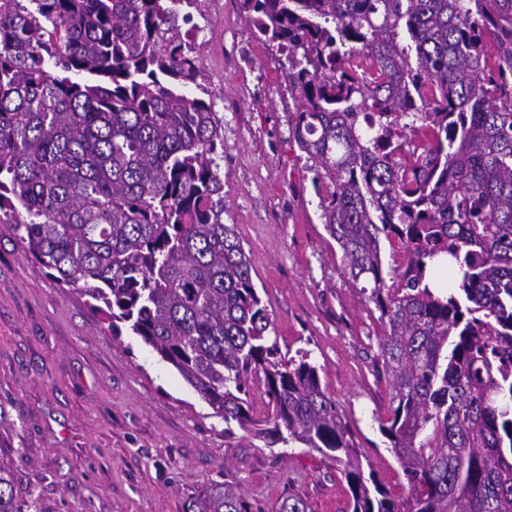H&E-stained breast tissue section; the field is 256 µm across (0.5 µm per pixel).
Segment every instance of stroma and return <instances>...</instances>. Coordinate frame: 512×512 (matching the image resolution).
Returning <instances> with one entry per match:
<instances>
[{
  "mask_svg": "<svg viewBox=\"0 0 512 512\" xmlns=\"http://www.w3.org/2000/svg\"><path fill=\"white\" fill-rule=\"evenodd\" d=\"M201 10L199 82L224 124V221L237 227L279 347L307 353L377 481L404 496L379 429L391 398L376 372L383 327L320 219L291 133L287 54L257 39L240 0ZM224 428L174 368L130 331L113 335L0 223V462L29 512H188L224 481L253 512H276L289 495L309 512H347L330 457Z\"/></svg>",
  "mask_w": 512,
  "mask_h": 512,
  "instance_id": "obj_1",
  "label": "stroma"
}]
</instances>
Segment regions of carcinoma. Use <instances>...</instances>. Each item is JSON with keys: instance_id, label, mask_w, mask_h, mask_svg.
Returning a JSON list of instances; mask_svg holds the SVG:
<instances>
[{"instance_id": "cac0c4a2", "label": "carcinoma", "mask_w": 512, "mask_h": 512, "mask_svg": "<svg viewBox=\"0 0 512 512\" xmlns=\"http://www.w3.org/2000/svg\"><path fill=\"white\" fill-rule=\"evenodd\" d=\"M195 2L0 0V220L224 433L234 422L336 461L350 512H512V0H242L258 38L288 52L321 219L380 313L397 499L365 473L307 354L270 339L224 223V126L181 91L200 73L178 23ZM442 253L454 287L436 295L425 280ZM193 507L251 512L228 483ZM0 512H24L3 461Z\"/></svg>"}]
</instances>
